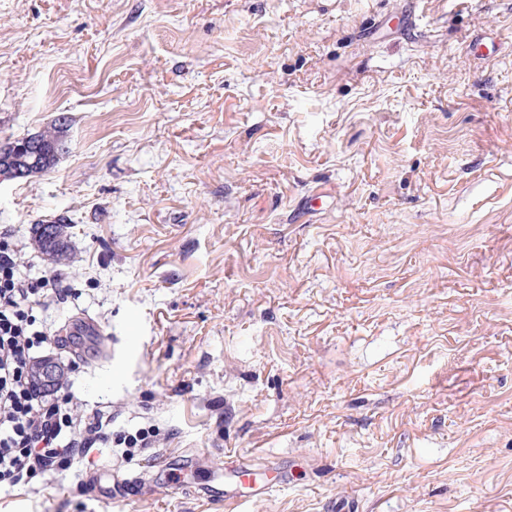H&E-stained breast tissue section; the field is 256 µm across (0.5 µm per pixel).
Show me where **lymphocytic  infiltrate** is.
Here are the masks:
<instances>
[{
    "label": "lymphocytic infiltrate",
    "mask_w": 512,
    "mask_h": 512,
    "mask_svg": "<svg viewBox=\"0 0 512 512\" xmlns=\"http://www.w3.org/2000/svg\"><path fill=\"white\" fill-rule=\"evenodd\" d=\"M19 251L18 245L0 237V485H25L67 470L95 447H152L154 428L113 434L111 416L98 411L75 414V396L68 388L49 395L33 381L32 365L55 342L35 313L48 309L66 291L58 275H23Z\"/></svg>",
    "instance_id": "f902f5d3"
}]
</instances>
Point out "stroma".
I'll return each mask as SVG.
<instances>
[{
	"mask_svg": "<svg viewBox=\"0 0 512 512\" xmlns=\"http://www.w3.org/2000/svg\"><path fill=\"white\" fill-rule=\"evenodd\" d=\"M62 115L0 234L103 330L78 412L158 440L0 512H224L243 462L289 478L243 512H512V0H0V142ZM64 118V122L61 121ZM68 117H60L51 125L50 128L27 137H33L37 150L34 153L24 156L22 154L16 155L11 150V144L13 141L21 139H15L13 141L0 142V154L14 156L16 163L19 167L26 171V177L35 174L48 171L52 169L59 155H62L67 150V133H68ZM24 176V177H25ZM69 225L64 217L38 222L31 228V241L51 263L74 267Z\"/></svg>",
	"mask_w": 512,
	"mask_h": 512,
	"instance_id": "obj_1",
	"label": "stroma"
}]
</instances>
